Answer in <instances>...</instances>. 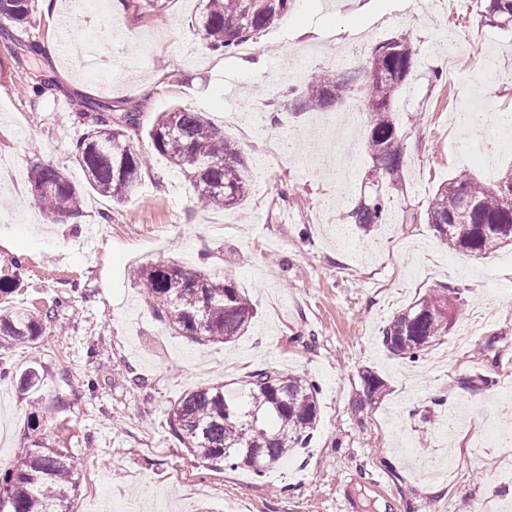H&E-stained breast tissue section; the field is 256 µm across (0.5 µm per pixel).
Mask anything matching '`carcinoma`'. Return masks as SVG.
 I'll return each mask as SVG.
<instances>
[{
  "label": "carcinoma",
  "mask_w": 512,
  "mask_h": 512,
  "mask_svg": "<svg viewBox=\"0 0 512 512\" xmlns=\"http://www.w3.org/2000/svg\"><path fill=\"white\" fill-rule=\"evenodd\" d=\"M33 0H0V45L20 64L39 55L35 42L17 36L29 22ZM171 0H127L136 11L163 12ZM296 0H201L192 25L205 49L232 56L258 32L281 21ZM484 20L512 23V0H489ZM416 50L403 37L379 44L371 67L331 74L324 70L285 86L283 96L301 111H322L337 93L353 86L363 94L364 143L372 166V192L347 212L349 223L370 232L385 221V187L401 180L403 141L391 112L406 82ZM77 116L86 131L70 152L85 184L59 167L38 161L29 172L35 203L53 223L81 213L83 187L114 202L134 195L149 168L148 155L134 151L124 129L139 125L140 113L93 100L79 101ZM154 152L167 159L193 186L204 208L231 209L250 194L244 161L224 130L185 105L157 116L148 132ZM428 223L457 253L492 254L512 242V172L494 188L460 173L440 185L427 210ZM142 292L158 317L178 336L199 344L231 343L243 336L254 305L234 282L215 280L202 270L157 261L136 271ZM460 289L442 285L408 304L382 330V343L394 356L415 362L448 335V314L463 305ZM53 311L16 309L0 313V350L43 335ZM318 385L274 368L258 369L231 383L199 386L171 404L169 426L185 448L203 463H224L262 477L293 454L317 425ZM78 489L76 464L64 448L37 443L19 450L15 465L0 471V512H67Z\"/></svg>",
  "instance_id": "cac0c4a2"
}]
</instances>
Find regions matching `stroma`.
Listing matches in <instances>:
<instances>
[{
    "label": "stroma",
    "mask_w": 512,
    "mask_h": 512,
    "mask_svg": "<svg viewBox=\"0 0 512 512\" xmlns=\"http://www.w3.org/2000/svg\"><path fill=\"white\" fill-rule=\"evenodd\" d=\"M198 0H172L163 12L105 0L72 13L36 4L23 33L58 42L37 66L16 65L0 47V272L16 290L5 309L54 308L35 344L0 353V469L18 449L43 440L74 457L80 489L70 512H486L512 508V440L470 448L489 426L512 429V411L492 410L512 389V246L483 257L449 252L426 220L438 187L465 171L494 185L512 166V149L467 159L464 112H512V24L481 25L482 0H297L276 25L223 58L191 27ZM417 55L394 100L404 139V175L390 188L384 224L365 233L345 223L371 164L360 132L334 122L365 110L348 92L328 109L299 111L279 91L312 71L369 65L390 36ZM262 58L260 80L241 61ZM493 60L499 87L479 75ZM52 77V95L29 85ZM275 98L256 131L236 117ZM95 99L141 113L128 130L134 149L151 152L147 132L162 112L189 105L235 142L251 190L235 210L199 207L189 182L158 155L136 196L112 202L85 190L78 219L45 223L28 178L33 158L82 172L69 146L84 132L75 102ZM159 260L230 278L255 305L235 344L200 345L155 315L134 272ZM462 288L461 317L417 362L391 356L381 328L430 289ZM273 366L319 386V421L308 448L265 478L194 460L171 434L168 411L183 393L237 381ZM38 368V396L17 377ZM381 379L370 395L366 374ZM493 376L484 389L477 377ZM469 386H461V379ZM405 438L423 457H450L439 477L419 475L396 447ZM92 453H85V446Z\"/></svg>",
    "instance_id": "stroma-1"
}]
</instances>
